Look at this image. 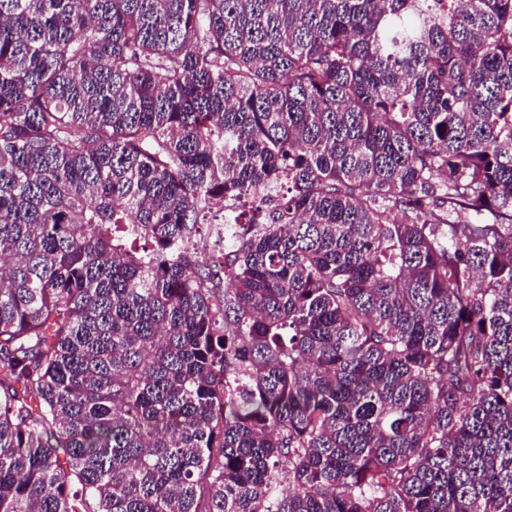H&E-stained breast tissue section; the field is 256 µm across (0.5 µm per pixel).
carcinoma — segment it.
Here are the masks:
<instances>
[{"mask_svg":"<svg viewBox=\"0 0 512 512\" xmlns=\"http://www.w3.org/2000/svg\"><path fill=\"white\" fill-rule=\"evenodd\" d=\"M0 512H512V0H0Z\"/></svg>","mask_w":512,"mask_h":512,"instance_id":"obj_1","label":"carcinoma"}]
</instances>
